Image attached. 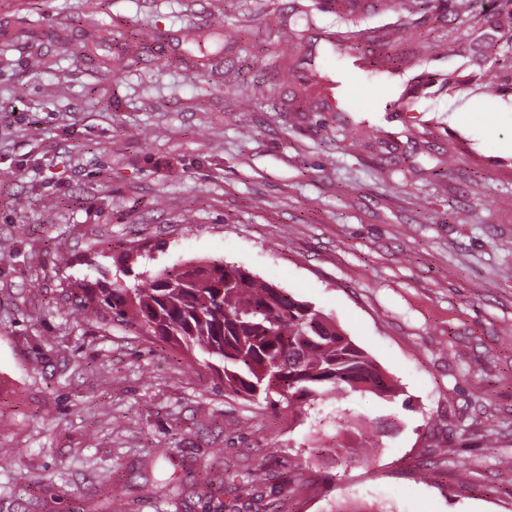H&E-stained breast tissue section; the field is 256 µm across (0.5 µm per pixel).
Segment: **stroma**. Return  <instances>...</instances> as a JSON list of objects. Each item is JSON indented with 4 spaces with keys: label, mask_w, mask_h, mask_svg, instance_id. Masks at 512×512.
I'll list each match as a JSON object with an SVG mask.
<instances>
[{
    "label": "stroma",
    "mask_w": 512,
    "mask_h": 512,
    "mask_svg": "<svg viewBox=\"0 0 512 512\" xmlns=\"http://www.w3.org/2000/svg\"><path fill=\"white\" fill-rule=\"evenodd\" d=\"M465 3L0 0V512L109 493L122 512H512V0ZM89 13L111 42L79 36ZM303 13L319 44L349 19L365 32L364 65L319 58L345 78L339 111L273 67ZM218 19L222 54L179 47ZM477 63L496 90H441ZM213 260L332 317L394 396L304 413L234 398L160 339L76 310L80 286ZM357 417L393 425L346 464L316 454L336 418L354 446ZM228 467L268 479L235 498Z\"/></svg>",
    "instance_id": "stroma-1"
}]
</instances>
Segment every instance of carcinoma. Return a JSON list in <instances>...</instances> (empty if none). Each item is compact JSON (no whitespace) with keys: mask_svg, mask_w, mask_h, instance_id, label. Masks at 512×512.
Masks as SVG:
<instances>
[{"mask_svg":"<svg viewBox=\"0 0 512 512\" xmlns=\"http://www.w3.org/2000/svg\"><path fill=\"white\" fill-rule=\"evenodd\" d=\"M83 297L112 321L200 354L224 391L239 397L273 393L300 410L326 397L395 392L333 319L229 263L163 269L135 288L112 283L85 288Z\"/></svg>","mask_w":512,"mask_h":512,"instance_id":"cac0c4a2","label":"carcinoma"}]
</instances>
